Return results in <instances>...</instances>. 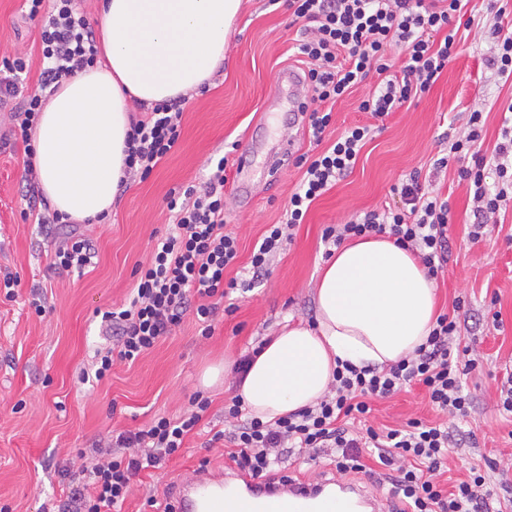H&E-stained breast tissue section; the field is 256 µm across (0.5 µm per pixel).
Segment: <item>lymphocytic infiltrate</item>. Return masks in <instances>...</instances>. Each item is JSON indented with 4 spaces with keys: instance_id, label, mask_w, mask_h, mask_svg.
Listing matches in <instances>:
<instances>
[{
    "instance_id": "1",
    "label": "lymphocytic infiltrate",
    "mask_w": 512,
    "mask_h": 512,
    "mask_svg": "<svg viewBox=\"0 0 512 512\" xmlns=\"http://www.w3.org/2000/svg\"><path fill=\"white\" fill-rule=\"evenodd\" d=\"M25 0L28 19H40L41 68L36 91L25 92L30 60L22 53L0 55V108L10 111V141L22 143L33 156L32 131L48 95L61 79L94 67L100 49L96 33L76 0ZM492 34L496 40L486 58L496 75L512 76V31L501 20L512 0H497ZM462 0H284L294 22L300 23L297 53L306 69L304 79L312 95L304 118L313 142H322L333 119L336 101L377 74L373 94L361 101L360 111L372 121L345 129L318 154H301L295 163L303 168L300 184L288 200L285 221L271 225L254 247L251 280L225 279L238 257L236 237L224 231V195L228 184L227 157H220L203 185L171 189L166 205L174 215L167 236L159 240L148 264L137 266L133 293L126 304L104 311L102 322L112 335L109 347L97 350L94 377L102 379L115 360L135 361L150 351L186 315H193L202 336H211L217 307L212 297L248 291L252 280L266 276L284 239L303 223L312 203L353 169L359 153L372 138L376 120L389 116L430 90L442 71L459 54L458 31L453 18ZM400 55H391V46ZM185 98L155 105L144 118L132 120L127 134L126 171L119 189L133 177L147 179L177 144ZM483 113H468L466 130L434 162L435 169L459 162L458 178L472 191V239L485 225L497 223L512 204V115L504 116L501 139L492 154L482 150ZM470 165H463V158ZM494 169L497 179L487 182ZM399 203L380 210L359 212L343 224L327 225L322 233L326 249L358 237L389 235L422 261L430 278H437L448 262L451 209L440 191L425 187L419 173L392 186ZM93 257L88 239L65 237L52 256V268L83 272ZM457 318L438 315L425 344L410 358L378 369L339 365L329 392L316 404L266 423L245 412L240 397L224 407L233 428L216 432L227 441L235 469L264 478L284 457L305 451H333L341 473H379L391 485L400 512H512V495L495 496L490 470L470 469L452 489L440 481L449 449L459 447L465 435L458 428L408 421L399 429L356 427L370 411L369 399L390 398L407 386L424 387L434 409L465 419L473 399L463 377L473 369L469 348L461 344ZM193 410L178 419L159 417L137 431L118 432L111 443L79 454L81 481L68 495L66 512H112L132 491V481L142 470L160 468L181 451L209 401L194 396Z\"/></svg>"
}]
</instances>
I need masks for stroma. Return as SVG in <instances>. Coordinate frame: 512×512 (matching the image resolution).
Masks as SVG:
<instances>
[{
    "label": "stroma",
    "mask_w": 512,
    "mask_h": 512,
    "mask_svg": "<svg viewBox=\"0 0 512 512\" xmlns=\"http://www.w3.org/2000/svg\"><path fill=\"white\" fill-rule=\"evenodd\" d=\"M487 7L488 0H469L466 11L475 23L465 30L454 64L428 93L384 120L352 173L311 205L293 240L284 243L270 276L249 292L234 293L233 313L217 311L213 336L202 338L192 317H185L151 351L134 363L115 364L98 382L85 384L79 376L94 349L112 342L100 314L128 301L136 265L150 261L157 239L165 235L172 222L167 193L200 182L209 160L230 151L232 143L246 145L253 133L258 136L255 160L260 167L280 141L294 137L300 152L309 150L308 139L297 136L299 127L287 101L279 97L283 71L296 65L291 55L296 28L285 7L243 0L222 65L186 105L176 147L148 179L116 198L104 223L77 224L95 250L83 274L50 269V253L68 228L22 221L27 158L22 146L0 149V279L10 274L19 281L13 293L0 288V507L9 512H62L70 483L64 471L81 449L111 439L113 431L135 430L162 415H182L199 392L211 401L199 426L175 459L139 475L121 512H155L147 498L164 499L200 467L216 476L231 470L224 445L211 437L230 429L224 405L234 392L221 385L202 388L204 369L226 360L238 362L286 321H314V286L324 264L323 228L344 223L353 212L394 204L392 186L413 171L432 174L434 158L453 128L465 123L467 112L483 113L484 150L497 142L503 111L512 103V78L492 76L486 68L492 42ZM22 10L23 0H0V54L22 52L35 63L39 25L26 20ZM377 82V76H369L337 100L328 140L366 121L359 105ZM301 176L293 160H285L274 182L256 185L252 201H228L224 229L239 243L228 276L246 277L255 243L269 225L282 221ZM435 177L453 217L452 253L435 282L438 309L452 312L456 297L466 299L464 310L458 311L461 338L473 347L478 361L464 378L473 397L467 427L474 438L468 447L450 449L444 477L455 483L470 467L494 458L500 462L497 479L512 486V416L497 407L505 366L512 362V207L503 223L486 226L482 238L472 240L471 202L456 165ZM35 291L45 298L40 315L29 304ZM492 308L498 320L489 318ZM370 406L367 420L374 426L444 420L418 386Z\"/></svg>",
    "instance_id": "obj_1"
}]
</instances>
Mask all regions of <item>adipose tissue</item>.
Masks as SVG:
<instances>
[{
	"label": "adipose tissue",
	"instance_id": "1",
	"mask_svg": "<svg viewBox=\"0 0 512 512\" xmlns=\"http://www.w3.org/2000/svg\"><path fill=\"white\" fill-rule=\"evenodd\" d=\"M104 63L60 80L33 131V173L59 212L110 213L124 174L130 114L209 83L241 0H95ZM314 326L283 327L236 389L272 422L313 405L338 363L381 367L412 355L437 317L425 268L384 237L351 241L325 262Z\"/></svg>",
	"mask_w": 512,
	"mask_h": 512
}]
</instances>
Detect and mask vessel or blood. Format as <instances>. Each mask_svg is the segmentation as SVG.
<instances>
[{
	"label": "vessel or blood",
	"mask_w": 512,
	"mask_h": 512,
	"mask_svg": "<svg viewBox=\"0 0 512 512\" xmlns=\"http://www.w3.org/2000/svg\"><path fill=\"white\" fill-rule=\"evenodd\" d=\"M377 512L378 502L363 487L339 484L332 479L309 482L290 480L288 485L272 484L231 471L220 487H213L205 472L181 485L177 496L178 512Z\"/></svg>",
	"instance_id": "b4317fda"
}]
</instances>
